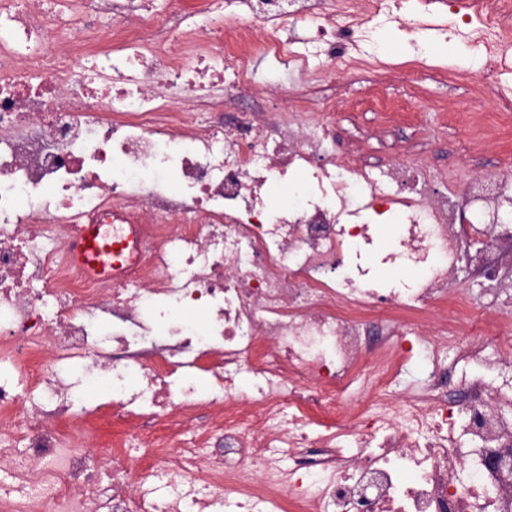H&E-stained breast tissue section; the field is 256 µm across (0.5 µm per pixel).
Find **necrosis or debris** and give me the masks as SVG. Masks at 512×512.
I'll use <instances>...</instances> for the list:
<instances>
[{
    "mask_svg": "<svg viewBox=\"0 0 512 512\" xmlns=\"http://www.w3.org/2000/svg\"><path fill=\"white\" fill-rule=\"evenodd\" d=\"M0 0V512H512V319L495 338L454 285L459 227L443 193L386 195L365 165L289 136L296 111L239 64V33L305 87L328 57L356 74L370 22H399L418 52L434 14L496 86L512 0ZM113 17L109 33L96 20ZM312 17L297 43L267 28ZM232 72L240 111L211 85ZM189 103L182 111L181 103ZM400 211L386 261L419 280L378 290L340 272L373 242L354 197ZM97 227L101 274L74 257ZM466 310L468 340L449 308ZM430 329L466 370L393 386ZM105 376L110 421H136L150 457L85 448L68 425L83 382ZM369 412H362V405ZM331 418L307 431L306 413Z\"/></svg>",
    "mask_w": 512,
    "mask_h": 512,
    "instance_id": "necrosis-or-debris-1",
    "label": "necrosis or debris"
}]
</instances>
